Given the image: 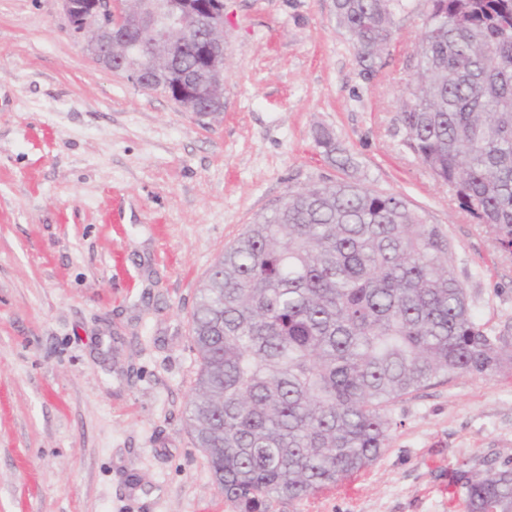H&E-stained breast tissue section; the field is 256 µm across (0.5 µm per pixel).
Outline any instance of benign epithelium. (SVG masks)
Here are the masks:
<instances>
[{
	"label": "benign epithelium",
	"instance_id": "benign-epithelium-1",
	"mask_svg": "<svg viewBox=\"0 0 512 512\" xmlns=\"http://www.w3.org/2000/svg\"><path fill=\"white\" fill-rule=\"evenodd\" d=\"M72 33L105 68L139 88L164 90L187 112L224 109V0H59ZM194 45L200 62L166 60Z\"/></svg>",
	"mask_w": 512,
	"mask_h": 512
}]
</instances>
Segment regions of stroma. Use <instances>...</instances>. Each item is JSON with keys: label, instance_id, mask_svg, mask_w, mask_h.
<instances>
[{"label": "stroma", "instance_id": "obj_1", "mask_svg": "<svg viewBox=\"0 0 512 512\" xmlns=\"http://www.w3.org/2000/svg\"><path fill=\"white\" fill-rule=\"evenodd\" d=\"M427 11L404 0L367 79L333 0H224V109L199 115L99 65L59 0H0V512H236L187 424L191 314L288 191L403 197L446 231L477 319L512 336V253L403 144ZM393 415L370 468L269 512H465L459 464L512 461V370Z\"/></svg>", "mask_w": 512, "mask_h": 512}]
</instances>
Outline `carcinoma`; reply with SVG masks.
<instances>
[{
	"label": "carcinoma",
	"mask_w": 512,
	"mask_h": 512,
	"mask_svg": "<svg viewBox=\"0 0 512 512\" xmlns=\"http://www.w3.org/2000/svg\"><path fill=\"white\" fill-rule=\"evenodd\" d=\"M404 0H339L375 69ZM403 92L404 145L512 253V0H427ZM200 358L189 421L238 512L302 501L363 470L394 406L437 379L512 367L456 276L447 233L357 183L288 191L215 263L192 315ZM466 512H512V463H463Z\"/></svg>",
	"instance_id": "carcinoma-1"
}]
</instances>
